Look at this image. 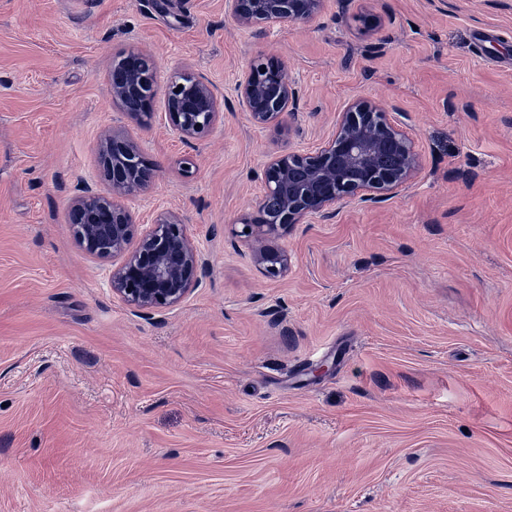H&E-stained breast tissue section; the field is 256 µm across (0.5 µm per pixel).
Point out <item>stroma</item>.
Returning a JSON list of instances; mask_svg holds the SVG:
<instances>
[{
	"mask_svg": "<svg viewBox=\"0 0 512 512\" xmlns=\"http://www.w3.org/2000/svg\"><path fill=\"white\" fill-rule=\"evenodd\" d=\"M224 2L0 0V512H512V0H330L260 34ZM132 49L212 84L209 137L113 104ZM271 53L286 136L234 94ZM359 96L402 112L421 174L294 225L264 277L232 226L266 159ZM113 127L158 167L135 222L175 210L211 262L149 317L68 219Z\"/></svg>",
	"mask_w": 512,
	"mask_h": 512,
	"instance_id": "1",
	"label": "stroma"
}]
</instances>
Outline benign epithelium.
I'll return each instance as SVG.
<instances>
[{"label": "benign epithelium", "instance_id": "benign-epithelium-1", "mask_svg": "<svg viewBox=\"0 0 512 512\" xmlns=\"http://www.w3.org/2000/svg\"><path fill=\"white\" fill-rule=\"evenodd\" d=\"M328 0H226L228 12L243 27L308 22ZM160 67L149 52L123 54L112 68V101L134 120L151 119ZM234 91L252 123L285 129L283 115L299 109L300 90L286 63L271 55L256 59ZM168 126L186 144L206 138L223 116L211 85L190 71H179L164 92ZM379 102L352 99L332 134L311 151H285L263 167L265 193L258 215L243 217L235 236L267 278L288 273L291 256L273 245L305 220L326 223L352 202H376L409 188L423 169L415 142ZM109 190L85 188L69 204V224L83 250L96 260L112 261L113 295L151 316L183 301L211 270L209 259L191 240L173 210L158 212L149 224L134 222L129 201L140 197L156 176V166L122 128L106 132L99 143Z\"/></svg>", "mask_w": 512, "mask_h": 512}]
</instances>
